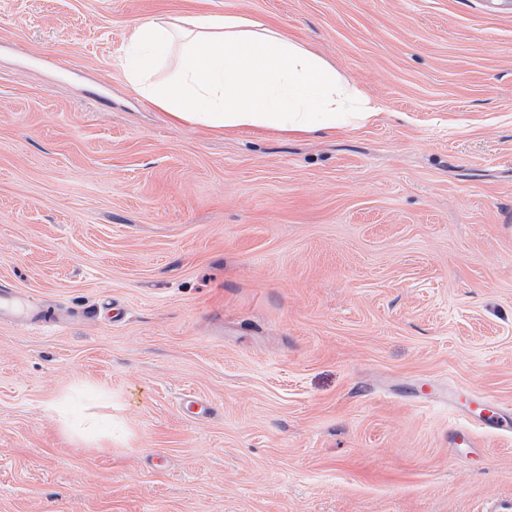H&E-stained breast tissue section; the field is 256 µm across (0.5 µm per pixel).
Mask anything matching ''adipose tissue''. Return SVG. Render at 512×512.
Returning <instances> with one entry per match:
<instances>
[{
	"label": "adipose tissue",
	"mask_w": 512,
	"mask_h": 512,
	"mask_svg": "<svg viewBox=\"0 0 512 512\" xmlns=\"http://www.w3.org/2000/svg\"><path fill=\"white\" fill-rule=\"evenodd\" d=\"M178 64L158 78L170 54ZM124 73L171 124L214 134L324 136L374 120L378 105L321 56L239 15L194 14L132 26Z\"/></svg>",
	"instance_id": "obj_1"
}]
</instances>
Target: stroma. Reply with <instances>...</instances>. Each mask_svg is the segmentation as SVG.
<instances>
[{
  "instance_id": "35a3bbf8",
  "label": "stroma",
  "mask_w": 512,
  "mask_h": 512,
  "mask_svg": "<svg viewBox=\"0 0 512 512\" xmlns=\"http://www.w3.org/2000/svg\"><path fill=\"white\" fill-rule=\"evenodd\" d=\"M193 13L286 31L381 114L169 124L118 59ZM1 288L46 320L0 318V512L512 499V434L453 441L467 395L512 403V5L0 0Z\"/></svg>"
}]
</instances>
